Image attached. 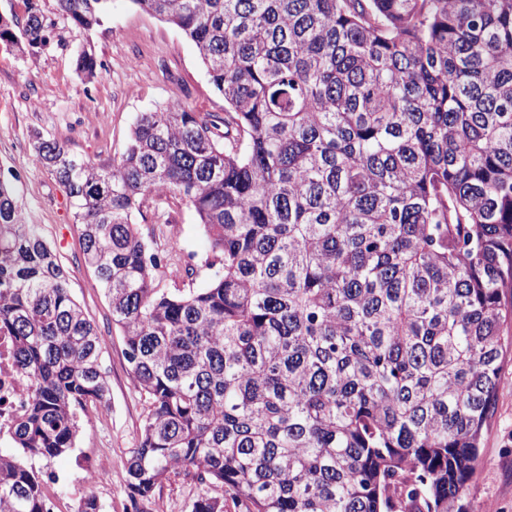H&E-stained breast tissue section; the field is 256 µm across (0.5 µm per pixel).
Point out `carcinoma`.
<instances>
[{"instance_id":"cac0c4a2","label":"carcinoma","mask_w":512,"mask_h":512,"mask_svg":"<svg viewBox=\"0 0 512 512\" xmlns=\"http://www.w3.org/2000/svg\"><path fill=\"white\" fill-rule=\"evenodd\" d=\"M85 31L110 0H59ZM196 45L224 115L137 116L107 167L37 138L148 400L127 489L191 512H466L512 355V0H132ZM21 37L47 42L29 11ZM76 71L96 75L83 47ZM178 198L217 268L160 286L134 212ZM0 331L55 458L107 402L103 341L0 179ZM42 474L0 454V512ZM191 494L187 486L181 483H166L161 498L157 500L156 512H188Z\"/></svg>"}]
</instances>
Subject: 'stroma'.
Wrapping results in <instances>:
<instances>
[{
	"mask_svg": "<svg viewBox=\"0 0 512 512\" xmlns=\"http://www.w3.org/2000/svg\"><path fill=\"white\" fill-rule=\"evenodd\" d=\"M36 10L51 30L49 42L0 40V177L11 182L26 223L39 225L69 276L73 299L103 339L108 375L105 404L82 413L75 446L54 459L26 458L45 471L72 472L81 455L103 452L112 470L96 489L103 512H135L127 489L129 450L148 404L124 354L120 330L94 273L85 266L74 210L65 189L35 156L36 137L66 146L100 166L122 153L139 112L181 102L200 112H223L224 98L210 81L193 42L176 26L111 0L99 26L83 32L62 15L58 0H0V15L24 20ZM90 43L96 75L84 80L75 55ZM148 244L165 263L199 268L196 287L211 275L203 263L210 242L193 210L169 200L163 211L144 210ZM512 512V358L501 371L497 410L485 431L476 469L467 484V512Z\"/></svg>",
	"mask_w": 512,
	"mask_h": 512,
	"instance_id": "1",
	"label": "stroma"
}]
</instances>
